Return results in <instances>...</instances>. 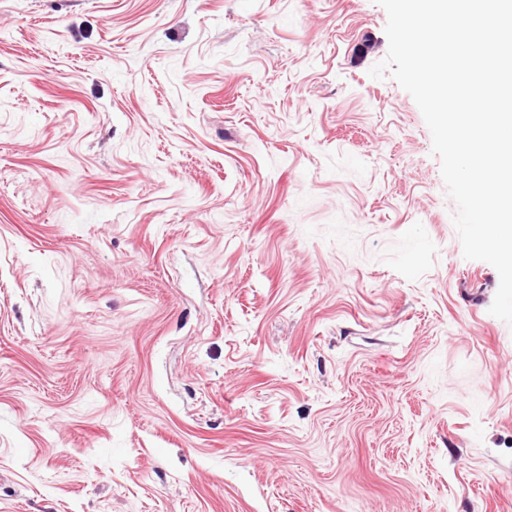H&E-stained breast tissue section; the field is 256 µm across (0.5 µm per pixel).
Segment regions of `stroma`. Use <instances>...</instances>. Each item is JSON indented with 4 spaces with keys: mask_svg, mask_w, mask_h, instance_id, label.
Instances as JSON below:
<instances>
[{
    "mask_svg": "<svg viewBox=\"0 0 512 512\" xmlns=\"http://www.w3.org/2000/svg\"><path fill=\"white\" fill-rule=\"evenodd\" d=\"M376 0H0V512H512V325Z\"/></svg>",
    "mask_w": 512,
    "mask_h": 512,
    "instance_id": "1",
    "label": "stroma"
}]
</instances>
